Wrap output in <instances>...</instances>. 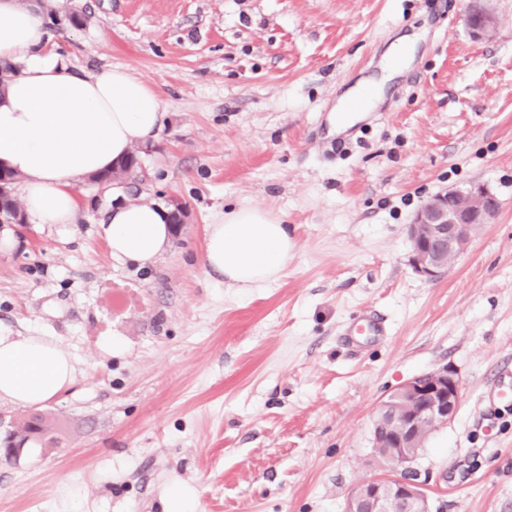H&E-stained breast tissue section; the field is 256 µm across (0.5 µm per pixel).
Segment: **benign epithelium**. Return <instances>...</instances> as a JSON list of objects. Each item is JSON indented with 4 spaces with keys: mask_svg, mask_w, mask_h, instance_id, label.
Here are the masks:
<instances>
[{
    "mask_svg": "<svg viewBox=\"0 0 512 512\" xmlns=\"http://www.w3.org/2000/svg\"><path fill=\"white\" fill-rule=\"evenodd\" d=\"M468 21L477 36L493 24L491 15L481 10L473 11ZM499 207L496 195L481 185L433 195L407 225L415 271L430 280L441 276L492 221ZM460 396V380L447 366L394 389L377 411L392 431L382 457L390 475L356 484L346 497L344 512H429L426 494L408 475L414 461L408 446L425 429L447 423L458 409Z\"/></svg>",
    "mask_w": 512,
    "mask_h": 512,
    "instance_id": "1",
    "label": "benign epithelium"
}]
</instances>
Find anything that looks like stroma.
Returning a JSON list of instances; mask_svg holds the SVG:
<instances>
[{
	"instance_id": "obj_1",
	"label": "stroma",
	"mask_w": 512,
	"mask_h": 512,
	"mask_svg": "<svg viewBox=\"0 0 512 512\" xmlns=\"http://www.w3.org/2000/svg\"><path fill=\"white\" fill-rule=\"evenodd\" d=\"M51 2L47 50L87 75L130 68L162 101L124 201L188 214L139 268L100 232L108 183L77 184L75 223L0 224L15 240L0 332L51 336L77 363L39 408L58 445L0 458V512H167L173 490L185 512H342L381 468L385 396L444 365L460 405L411 465L430 510L512 512V0ZM475 6L494 17L479 39ZM358 88L378 105L335 132ZM473 185L499 198L496 218L421 277L407 225ZM243 203L283 215L295 242L252 291L203 264L207 224ZM361 314L389 335L356 352L343 329ZM113 335L126 346L109 355Z\"/></svg>"
}]
</instances>
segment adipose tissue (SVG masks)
Instances as JSON below:
<instances>
[{"label": "adipose tissue", "mask_w": 512, "mask_h": 512, "mask_svg": "<svg viewBox=\"0 0 512 512\" xmlns=\"http://www.w3.org/2000/svg\"><path fill=\"white\" fill-rule=\"evenodd\" d=\"M0 64L20 68L0 89V167L21 179L24 208L35 223H74L75 186L155 136L161 99L128 69L86 76L46 51L44 17L21 0H0ZM102 233L114 261L144 266L170 245L171 210L121 203ZM293 250L282 216L239 205L208 224L203 261L227 286L246 290L277 281ZM74 382L72 357L51 337L0 334V401L39 406Z\"/></svg>", "instance_id": "1"}]
</instances>
